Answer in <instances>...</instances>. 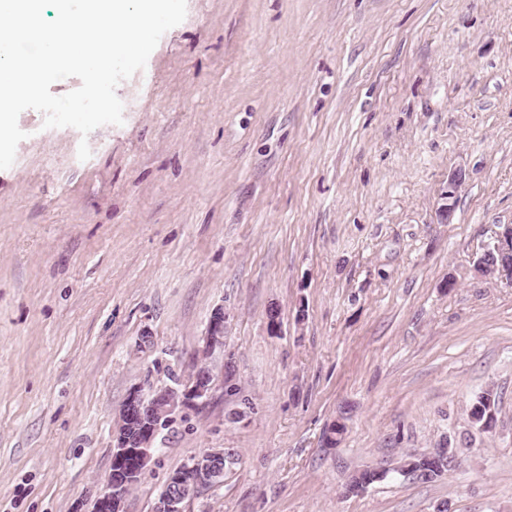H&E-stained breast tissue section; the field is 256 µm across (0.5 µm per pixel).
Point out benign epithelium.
<instances>
[{"mask_svg": "<svg viewBox=\"0 0 512 512\" xmlns=\"http://www.w3.org/2000/svg\"><path fill=\"white\" fill-rule=\"evenodd\" d=\"M462 185V173L448 179L447 190L441 194L437 208L442 221L450 220L456 193ZM475 276L488 281L512 282V264L497 267L479 260L473 266ZM228 317L223 309H216L209 321L205 336L204 354L210 355L224 348V335ZM214 374L207 364L197 367L188 380L171 378V383L158 389L129 393L120 412V422L112 437V464L121 465L134 458L138 466L123 472L124 479L114 481L107 476L98 492L93 512H124L126 499L124 485L128 480L141 477L140 465L156 452L155 442L162 430L170 427L185 410L204 403L213 388ZM224 449L214 448L191 457L177 472L169 475L153 512H184L186 503L199 496V491L224 482Z\"/></svg>", "mask_w": 512, "mask_h": 512, "instance_id": "obj_1", "label": "benign epithelium"}]
</instances>
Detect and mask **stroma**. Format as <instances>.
I'll return each instance as SVG.
<instances>
[{"mask_svg": "<svg viewBox=\"0 0 512 512\" xmlns=\"http://www.w3.org/2000/svg\"><path fill=\"white\" fill-rule=\"evenodd\" d=\"M116 93L85 138L23 111L0 170V512H92L125 398L189 377L217 308L128 512L207 448L238 461L187 512H512V283L473 272L512 224V0H187ZM489 385L494 428L403 479ZM462 185V173L456 172L448 179L447 190L441 194L442 203L437 208L438 216L444 223L450 220L455 206L456 193ZM228 317L223 309H216L209 321L207 336H205L204 354L206 357L216 349L224 347V335L227 329ZM436 452L443 456L441 448H434L433 452L424 454L425 456L416 455L414 453L408 454L404 460L403 465H401L397 470L398 473L408 480L417 481L414 477H412V475H415L418 472H422L425 469H429V465H431V463L426 459V457L431 459Z\"/></svg>", "mask_w": 512, "mask_h": 512, "instance_id": "1", "label": "stroma"}]
</instances>
